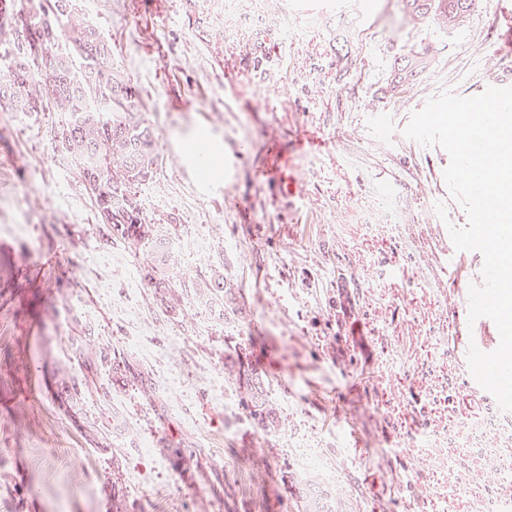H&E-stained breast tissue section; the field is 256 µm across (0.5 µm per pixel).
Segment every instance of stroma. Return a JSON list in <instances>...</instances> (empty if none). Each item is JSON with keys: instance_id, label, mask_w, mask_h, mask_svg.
Returning a JSON list of instances; mask_svg holds the SVG:
<instances>
[{"instance_id": "stroma-1", "label": "stroma", "mask_w": 512, "mask_h": 512, "mask_svg": "<svg viewBox=\"0 0 512 512\" xmlns=\"http://www.w3.org/2000/svg\"><path fill=\"white\" fill-rule=\"evenodd\" d=\"M80 4L155 131L159 156L137 188L152 242L104 243L57 113L17 121L0 106V512H112L116 497L125 512H303L305 480L340 512L499 504L481 451L512 458V412L467 392L458 358L469 334L456 302L481 284L483 258L451 280L449 229L468 216L444 179L447 152L405 130L441 92L472 97L512 75V0H477L462 35L405 26L402 0ZM431 42L438 59L390 94L395 58ZM377 110L386 132L368 127ZM203 135L229 166L200 174ZM285 166L303 177L288 199ZM169 243L190 274L173 317L140 275ZM42 253L55 267L37 265ZM217 271L246 316L196 286ZM83 332L149 372L165 412L131 381L113 386L108 367L95 379L107 403L72 400L65 380L83 368L69 338ZM237 346L282 411L279 431L246 418L232 384L211 389ZM164 367L177 386L159 385ZM93 417L111 443L88 440ZM474 420L482 431L463 440ZM177 437L201 448L197 463L179 464ZM450 470L471 484L444 501Z\"/></svg>"}]
</instances>
